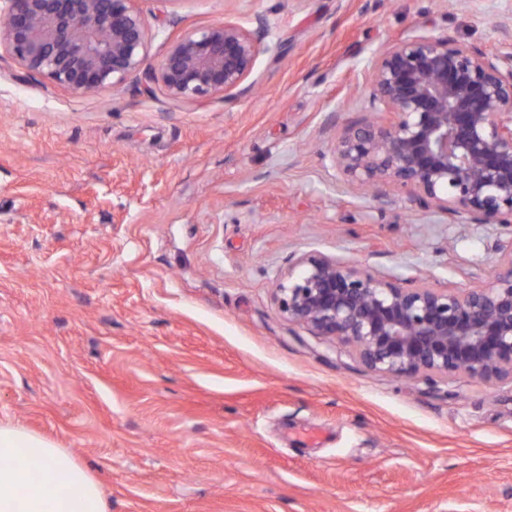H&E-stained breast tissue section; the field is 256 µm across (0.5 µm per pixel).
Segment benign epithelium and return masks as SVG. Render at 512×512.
<instances>
[{"label":"benign epithelium","mask_w":512,"mask_h":512,"mask_svg":"<svg viewBox=\"0 0 512 512\" xmlns=\"http://www.w3.org/2000/svg\"><path fill=\"white\" fill-rule=\"evenodd\" d=\"M0 47L72 93L118 89L145 64L150 28L137 0H3ZM191 30L150 79L174 98L242 95L275 50L266 22ZM364 91L372 114L344 124L331 160L343 185L405 194L466 224L512 229V50L446 35L401 39L379 53ZM489 276L467 288L406 287L338 257L302 253L274 286L279 311L396 377L466 373L512 379V238Z\"/></svg>","instance_id":"obj_1"}]
</instances>
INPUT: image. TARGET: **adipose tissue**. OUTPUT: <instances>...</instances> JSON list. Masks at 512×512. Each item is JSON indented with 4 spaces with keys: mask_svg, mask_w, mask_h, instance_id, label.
I'll use <instances>...</instances> for the list:
<instances>
[{
    "mask_svg": "<svg viewBox=\"0 0 512 512\" xmlns=\"http://www.w3.org/2000/svg\"><path fill=\"white\" fill-rule=\"evenodd\" d=\"M43 480L33 482L31 468ZM0 512H107L95 477L54 443L0 423Z\"/></svg>",
    "mask_w": 512,
    "mask_h": 512,
    "instance_id": "ef3b65f1",
    "label": "adipose tissue"
}]
</instances>
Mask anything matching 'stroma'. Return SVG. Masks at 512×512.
Instances as JSON below:
<instances>
[{
	"label": "stroma",
	"instance_id": "stroma-1",
	"mask_svg": "<svg viewBox=\"0 0 512 512\" xmlns=\"http://www.w3.org/2000/svg\"><path fill=\"white\" fill-rule=\"evenodd\" d=\"M157 69L259 14L245 96L145 76L81 95L0 59V422L68 450L108 512H512V381L399 378L289 322L320 252L465 288L512 232L340 188L336 129L415 34L499 48L512 0H141Z\"/></svg>",
	"mask_w": 512,
	"mask_h": 512
}]
</instances>
